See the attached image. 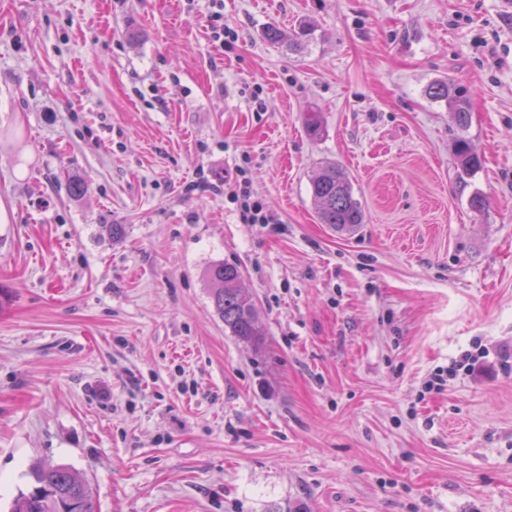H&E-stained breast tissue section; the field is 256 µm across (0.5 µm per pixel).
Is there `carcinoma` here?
<instances>
[{
    "label": "carcinoma",
    "mask_w": 512,
    "mask_h": 512,
    "mask_svg": "<svg viewBox=\"0 0 512 512\" xmlns=\"http://www.w3.org/2000/svg\"><path fill=\"white\" fill-rule=\"evenodd\" d=\"M314 29L302 22L291 31L272 27L265 37L272 44L298 47L308 40ZM434 99L448 103L449 111L460 126L468 122L469 102L464 90L453 82H435L428 89ZM306 134L312 139L325 132L321 113L310 108L303 115ZM457 167L470 172L482 167L483 159L465 139L456 143ZM312 196L317 205V219L335 229L351 231L364 223L365 215L352 183L336 162L322 164L310 178ZM214 308L224 320V330L236 340L253 348L263 344L266 330L258 310L245 295L239 266L217 262L207 271ZM34 484L13 501L10 512H98L89 485L63 464L45 465L32 471Z\"/></svg>",
    "instance_id": "obj_1"
}]
</instances>
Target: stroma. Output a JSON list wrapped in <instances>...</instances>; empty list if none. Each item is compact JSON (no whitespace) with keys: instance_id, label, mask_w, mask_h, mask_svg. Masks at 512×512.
<instances>
[{"instance_id":"1","label":"stroma","mask_w":512,"mask_h":512,"mask_svg":"<svg viewBox=\"0 0 512 512\" xmlns=\"http://www.w3.org/2000/svg\"><path fill=\"white\" fill-rule=\"evenodd\" d=\"M210 11L0 0V512L40 464L99 512H512V0H224L221 52ZM448 78L467 130L425 93ZM326 161L355 232L317 220ZM240 167L277 223L225 199ZM213 10L208 16V26L211 31L213 41L217 43L219 48L223 51L225 45L237 40L238 36L236 31L224 27V1L223 0H212ZM314 29L307 22H301L298 27L291 31H284L272 27L266 31L265 37L272 44H288V47H298L308 40ZM455 157L457 167L464 172H470L482 167L483 159L479 153H477L470 146L466 139H459L456 143ZM319 223L332 228L354 230L364 224V211L352 183L336 162H325L310 178ZM214 308L224 320V330L236 340L257 349L263 344L266 330L258 310L245 295L239 266L217 262L207 271Z\"/></svg>"}]
</instances>
